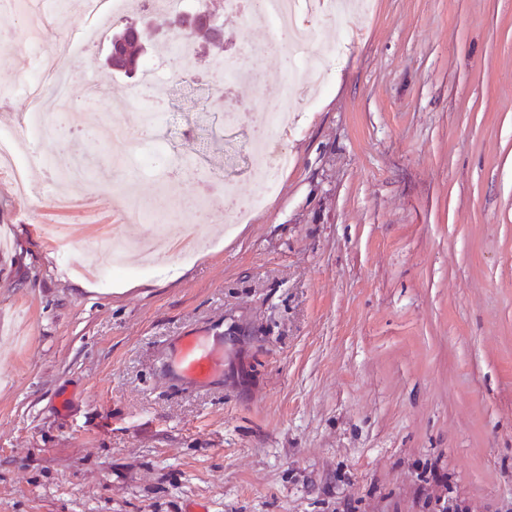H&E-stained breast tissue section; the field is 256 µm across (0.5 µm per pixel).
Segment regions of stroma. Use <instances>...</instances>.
<instances>
[{
    "mask_svg": "<svg viewBox=\"0 0 512 512\" xmlns=\"http://www.w3.org/2000/svg\"><path fill=\"white\" fill-rule=\"evenodd\" d=\"M224 2L187 0L222 21L221 46L196 40L195 75L152 90L147 136L150 74L112 69L111 31L61 59L78 10L0 6V127L32 68L100 91L97 134L45 142L87 180L33 166L22 196L0 176V512H512V0H357L307 18L301 53L285 35L258 53L256 84L210 68L263 37ZM126 3L164 63L169 15ZM313 55L325 85L301 81L271 143L294 162L229 225L221 194L266 176L253 114ZM116 119L134 150L161 142L149 171H114ZM133 202L180 206L211 249L101 284V233L118 227L136 264L157 232ZM187 333L224 339L210 386L169 366Z\"/></svg>",
    "mask_w": 512,
    "mask_h": 512,
    "instance_id": "1",
    "label": "stroma"
}]
</instances>
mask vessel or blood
Returning a JSON list of instances; mask_svg holds the SVG:
<instances>
[{"label":"vessel or blood","mask_w":512,"mask_h":512,"mask_svg":"<svg viewBox=\"0 0 512 512\" xmlns=\"http://www.w3.org/2000/svg\"><path fill=\"white\" fill-rule=\"evenodd\" d=\"M224 367V343L220 338L204 341L187 334L178 337L174 346V371L197 385L209 384Z\"/></svg>","instance_id":"obj_1"}]
</instances>
